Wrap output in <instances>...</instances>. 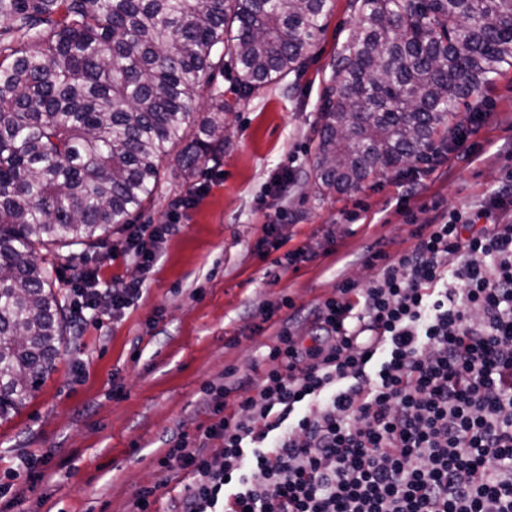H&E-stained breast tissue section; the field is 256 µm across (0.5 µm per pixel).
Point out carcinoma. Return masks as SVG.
<instances>
[{
    "label": "carcinoma",
    "instance_id": "carcinoma-1",
    "mask_svg": "<svg viewBox=\"0 0 512 512\" xmlns=\"http://www.w3.org/2000/svg\"><path fill=\"white\" fill-rule=\"evenodd\" d=\"M331 0H0V421L53 371L62 250L99 247L175 158L220 163L229 67L252 95L298 74ZM314 184L344 192L430 148L512 67V0H354ZM206 97L207 111L190 105Z\"/></svg>",
    "mask_w": 512,
    "mask_h": 512
}]
</instances>
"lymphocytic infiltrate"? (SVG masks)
<instances>
[{
  "label": "lymphocytic infiltrate",
  "mask_w": 512,
  "mask_h": 512,
  "mask_svg": "<svg viewBox=\"0 0 512 512\" xmlns=\"http://www.w3.org/2000/svg\"><path fill=\"white\" fill-rule=\"evenodd\" d=\"M177 230L130 226L140 277L108 291L82 271L78 322L120 315ZM411 236L319 304L310 344L258 308L276 332L252 395L206 387L208 425L158 459L185 481L174 512H512V220L457 211Z\"/></svg>",
  "instance_id": "1"
}]
</instances>
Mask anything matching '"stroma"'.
Instances as JSON below:
<instances>
[{"mask_svg":"<svg viewBox=\"0 0 512 512\" xmlns=\"http://www.w3.org/2000/svg\"><path fill=\"white\" fill-rule=\"evenodd\" d=\"M353 20L352 0H332L303 70L249 98L238 97L231 75L217 77L232 106L224 158L193 178L165 163L164 183L137 223H168L192 187L205 190L162 244L142 295L121 318L86 321L26 406L0 423V476L28 454L48 460L44 479L18 478L17 505L0 500V512H128L139 488L161 479L156 458L168 439L208 424L203 388L222 385L232 367L243 390L255 384L274 336L258 332L259 306L290 317L294 335H314L316 305L342 281L372 277L369 249L402 252L410 220L493 209L512 191V68L483 94L490 117L476 135L479 156L442 153L437 139L434 169L412 161L345 193L317 191L324 92ZM286 165L288 182L274 186ZM272 213L284 247L264 259L258 245ZM126 248L122 230L76 262L97 268L100 287L119 288L139 274ZM296 249L295 268L274 270V259ZM117 383L123 396L112 394Z\"/></svg>","mask_w":512,"mask_h":512,"instance_id":"obj_1","label":"stroma"}]
</instances>
